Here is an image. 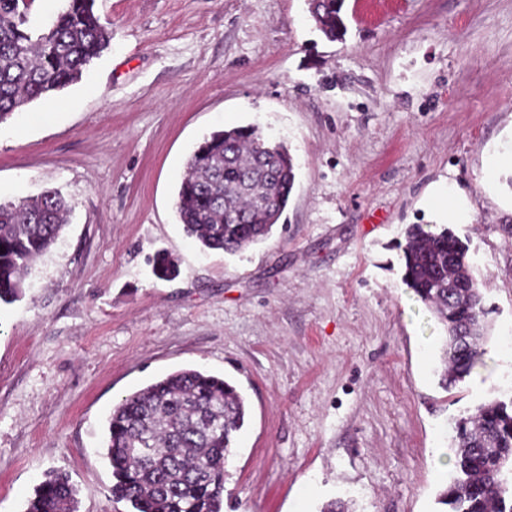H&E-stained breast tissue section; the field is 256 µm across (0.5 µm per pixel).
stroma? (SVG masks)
Returning <instances> with one entry per match:
<instances>
[{"instance_id": "35a3bbf8", "label": "stroma", "mask_w": 512, "mask_h": 512, "mask_svg": "<svg viewBox=\"0 0 512 512\" xmlns=\"http://www.w3.org/2000/svg\"><path fill=\"white\" fill-rule=\"evenodd\" d=\"M344 8L331 43L307 0H95L110 49L0 123V203L73 207L0 307V512L51 470L78 512H126L105 420L182 368L246 399L224 512H440L455 419L512 399V168L490 167L512 152V0ZM252 123L290 148V201L263 243L202 251L175 211L188 157ZM444 188L466 208L451 223L430 206ZM412 224L467 245L493 324L449 390L443 327L402 282Z\"/></svg>"}]
</instances>
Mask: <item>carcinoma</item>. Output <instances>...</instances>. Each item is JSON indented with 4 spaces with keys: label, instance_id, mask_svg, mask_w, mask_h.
<instances>
[{
    "label": "carcinoma",
    "instance_id": "1",
    "mask_svg": "<svg viewBox=\"0 0 512 512\" xmlns=\"http://www.w3.org/2000/svg\"><path fill=\"white\" fill-rule=\"evenodd\" d=\"M95 0H65L43 35L28 26L23 0H0V123L29 104L81 80L112 39ZM345 0H308L329 41L345 36ZM288 146L265 139L257 125L214 131L193 151L176 210L203 248L234 254L269 237L295 183ZM71 207L51 189L19 203H0V305L23 294L32 263L59 238ZM403 282L446 331L448 388L472 373L490 334L489 309L469 274L467 249L447 227L411 225ZM236 387L205 371L173 372L123 398L107 420L105 451L112 498L128 512H222L226 464L244 427ZM454 473L438 494L445 512H512V400L477 405L455 423ZM26 512H77V490L51 473Z\"/></svg>",
    "mask_w": 512,
    "mask_h": 512
}]
</instances>
